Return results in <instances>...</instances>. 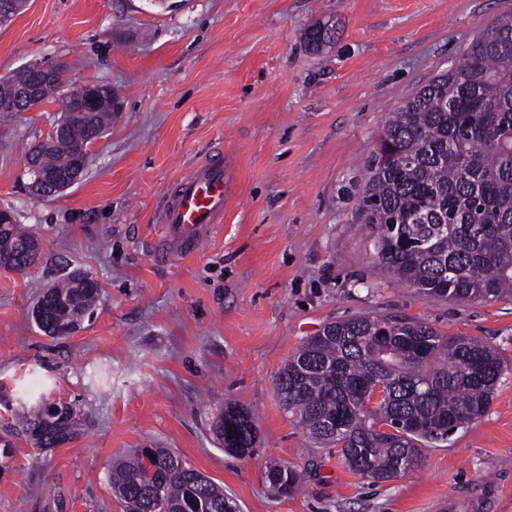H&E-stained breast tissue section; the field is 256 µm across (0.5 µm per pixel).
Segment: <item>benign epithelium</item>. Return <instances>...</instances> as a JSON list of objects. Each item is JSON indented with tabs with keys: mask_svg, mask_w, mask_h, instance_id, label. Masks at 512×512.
Segmentation results:
<instances>
[{
	"mask_svg": "<svg viewBox=\"0 0 512 512\" xmlns=\"http://www.w3.org/2000/svg\"><path fill=\"white\" fill-rule=\"evenodd\" d=\"M61 65L49 61L29 63L13 73V81L24 90L22 99H3L0 107L19 109L23 112H36L48 104H54L58 110L70 114L84 113L89 103L107 104L111 111L119 110V99L112 87L104 84H84L69 86V90L59 95L58 75Z\"/></svg>",
	"mask_w": 512,
	"mask_h": 512,
	"instance_id": "benign-epithelium-1",
	"label": "benign epithelium"
}]
</instances>
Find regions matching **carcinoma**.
<instances>
[{"label": "carcinoma", "mask_w": 512, "mask_h": 512, "mask_svg": "<svg viewBox=\"0 0 512 512\" xmlns=\"http://www.w3.org/2000/svg\"><path fill=\"white\" fill-rule=\"evenodd\" d=\"M333 38L315 25L305 34L317 49ZM66 137L37 155L38 168L59 177L71 155L112 124L107 106L88 118H58ZM379 226L381 268L422 294L471 303L512 298V13L499 16L447 73L400 105L386 123L357 207ZM35 237L17 221L0 224V268L27 264L20 253ZM55 308L35 322L49 337L93 313L98 283L73 270L52 283ZM504 368L498 354L470 336H443L422 321L355 316L326 324L308 338L275 378L285 411L315 443L336 449L348 467L375 483L418 468L422 447L481 418ZM384 397L369 404V390ZM41 403L19 417L36 449L74 433V407ZM338 420L344 434L329 431ZM224 451L254 449L248 411L230 407L214 425ZM112 489L126 512H232L224 490L167 448H140L114 463ZM279 494L297 489L295 467L267 470ZM160 494H155V490Z\"/></svg>", "instance_id": "carcinoma-1"}]
</instances>
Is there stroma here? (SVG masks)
I'll return each instance as SVG.
<instances>
[{"mask_svg": "<svg viewBox=\"0 0 512 512\" xmlns=\"http://www.w3.org/2000/svg\"><path fill=\"white\" fill-rule=\"evenodd\" d=\"M512 0H27L0 25V77L39 60L121 104L82 178L28 194V151L58 116L0 114V208L41 244L0 269V512H125L113 459L168 448L236 512H512V300L434 299L378 269L377 228L357 217L390 112L450 66ZM334 40L309 47L307 29ZM234 197L197 253L153 251L174 180L214 148ZM100 287L77 333L39 332L31 310L72 270ZM354 315L427 323L493 347L504 372L480 419L424 448L421 467L375 483L317 447L284 411L275 377L326 323ZM77 406L66 445L34 449L17 425L41 399ZM247 408L252 454L213 427ZM300 489L275 493L271 465ZM266 477L275 492L285 495L297 489L302 482L300 471L288 464L270 467Z\"/></svg>", "mask_w": 512, "mask_h": 512, "instance_id": "obj_1", "label": "stroma"}]
</instances>
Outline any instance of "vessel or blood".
Instances as JSON below:
<instances>
[{"label": "vessel or blood", "mask_w": 512, "mask_h": 512, "mask_svg": "<svg viewBox=\"0 0 512 512\" xmlns=\"http://www.w3.org/2000/svg\"><path fill=\"white\" fill-rule=\"evenodd\" d=\"M229 192L224 151L219 148L170 187L158 216L164 234L154 246L155 254L169 259L197 252L214 225L222 222Z\"/></svg>", "instance_id": "obj_1"}]
</instances>
